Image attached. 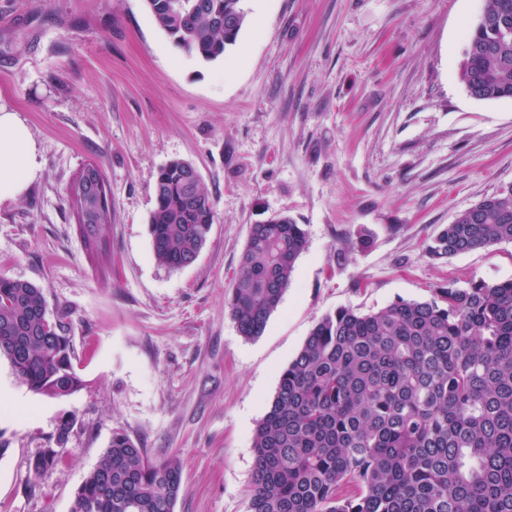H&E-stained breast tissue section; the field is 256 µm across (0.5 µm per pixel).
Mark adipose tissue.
I'll return each instance as SVG.
<instances>
[{
    "label": "adipose tissue",
    "mask_w": 512,
    "mask_h": 512,
    "mask_svg": "<svg viewBox=\"0 0 512 512\" xmlns=\"http://www.w3.org/2000/svg\"><path fill=\"white\" fill-rule=\"evenodd\" d=\"M42 162L37 144L18 112L0 106V202L21 197Z\"/></svg>",
    "instance_id": "obj_1"
}]
</instances>
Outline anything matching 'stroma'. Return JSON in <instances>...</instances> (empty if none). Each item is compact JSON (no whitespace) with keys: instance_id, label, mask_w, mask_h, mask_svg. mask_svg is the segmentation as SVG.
<instances>
[{"instance_id":"1","label":"stroma","mask_w":512,"mask_h":512,"mask_svg":"<svg viewBox=\"0 0 512 512\" xmlns=\"http://www.w3.org/2000/svg\"><path fill=\"white\" fill-rule=\"evenodd\" d=\"M484 6L244 0L236 45L205 62L144 0H0V105L43 162L0 203V276L35 283L49 313H66L85 381L50 399L0 358V512H70L116 431L180 460L174 512H250L256 426L322 315L512 278V243L426 254L459 212L512 184V101L474 99L458 79ZM173 159L197 169L215 208L198 260L178 271L158 265L148 232L157 173ZM89 163L111 190L104 259L66 199ZM275 215L303 224L308 244L248 339L225 300L250 225ZM66 415L61 463L34 478Z\"/></svg>"}]
</instances>
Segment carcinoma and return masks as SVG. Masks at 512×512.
<instances>
[{
  "mask_svg": "<svg viewBox=\"0 0 512 512\" xmlns=\"http://www.w3.org/2000/svg\"><path fill=\"white\" fill-rule=\"evenodd\" d=\"M243 0H145L156 25L187 53L215 61L236 44ZM459 79L474 98L512 100V0H487L467 37ZM193 165L158 172L148 219L153 255L171 271L192 265L214 223V204ZM103 197L83 219L89 193L67 189L77 229L91 248L112 223L101 166L88 164ZM512 243V185L483 197L446 225L429 258ZM307 244L303 225L277 215L250 225L240 275L227 298L239 333L261 335ZM65 315L50 316L42 289L0 277V357L31 391L65 399L84 380L73 364ZM73 420L55 448L31 464L54 470ZM251 512H512V279L472 280L402 298L373 312L342 307L321 316L283 370L258 423ZM181 467L152 459L122 432L76 489L71 512H174Z\"/></svg>",
  "mask_w": 512,
  "mask_h": 512,
  "instance_id": "1",
  "label": "carcinoma"
}]
</instances>
